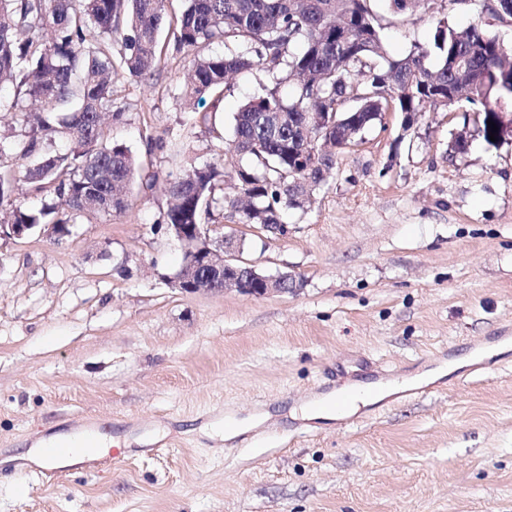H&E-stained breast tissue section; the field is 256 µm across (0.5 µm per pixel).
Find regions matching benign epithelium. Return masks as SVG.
Instances as JSON below:
<instances>
[{"label":"benign epithelium","mask_w":512,"mask_h":512,"mask_svg":"<svg viewBox=\"0 0 512 512\" xmlns=\"http://www.w3.org/2000/svg\"><path fill=\"white\" fill-rule=\"evenodd\" d=\"M184 248V264L171 281V287L183 292L208 290V282L220 284L219 290H234L256 298L285 294L294 288L288 274L270 276L240 258L242 239L234 235L213 238L210 224H162Z\"/></svg>","instance_id":"obj_1"}]
</instances>
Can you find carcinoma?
Returning a JSON list of instances; mask_svg holds the SVG:
<instances>
[{"instance_id": "carcinoma-1", "label": "carcinoma", "mask_w": 512, "mask_h": 512, "mask_svg": "<svg viewBox=\"0 0 512 512\" xmlns=\"http://www.w3.org/2000/svg\"><path fill=\"white\" fill-rule=\"evenodd\" d=\"M454 0H389L395 13L434 14ZM166 0H0V81L12 80L19 95L0 96V112H14L29 131L0 138L1 224L70 223L77 214H110L128 205V186L140 166L129 147L112 141V124L125 109L114 105L112 76L149 81L162 62L159 29ZM173 31L174 48L190 64L186 96L193 107L217 112L227 80L255 68L274 79L265 93L243 103L234 116L238 165L222 198L233 209L248 197L242 224H278L284 209H298V181L317 187L320 166L335 165L336 152L382 120L388 100L377 89L396 88L407 100L399 112L422 113L450 91L457 102L478 105L480 131L496 142L512 137L500 122L512 104V50L480 23H439L429 47L414 46L400 57L387 52L370 0H187ZM349 20L344 40L336 24ZM120 46L113 53L114 46ZM293 82L289 97L280 84ZM355 94L359 105L336 108V96ZM285 112L279 134L264 124ZM310 112H332L322 130L307 128ZM61 137L64 154L49 155ZM214 165L191 167L166 180L167 224H206L212 216ZM24 180L34 192L58 202L34 209L12 199Z\"/></svg>"}]
</instances>
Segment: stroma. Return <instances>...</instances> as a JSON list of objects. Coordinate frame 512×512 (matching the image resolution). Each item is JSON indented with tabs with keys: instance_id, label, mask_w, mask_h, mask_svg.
I'll use <instances>...</instances> for the list:
<instances>
[{
	"instance_id": "35a3bbf8",
	"label": "stroma",
	"mask_w": 512,
	"mask_h": 512,
	"mask_svg": "<svg viewBox=\"0 0 512 512\" xmlns=\"http://www.w3.org/2000/svg\"><path fill=\"white\" fill-rule=\"evenodd\" d=\"M185 0H167L166 48L149 84L122 79L112 127L142 161L124 212L81 215L69 235L0 237V512H512V348L487 374L400 399L363 422L296 430L293 406L336 387L362 357L411 377L512 332V140L488 144L473 106L428 108L410 131L387 109L338 153L309 203L282 211L284 234L215 209L219 232L296 290L262 298L171 287L184 250L160 225L167 179L220 163L233 117L272 87L255 69L224 92L219 118L188 111L189 63L171 48ZM371 7L391 56L431 45L438 22H512L482 0L439 15ZM468 149L454 154L455 133ZM267 412L227 442L211 422ZM122 438L109 471L55 479L10 463L19 449L82 426ZM167 450L150 457L139 436Z\"/></svg>"
}]
</instances>
